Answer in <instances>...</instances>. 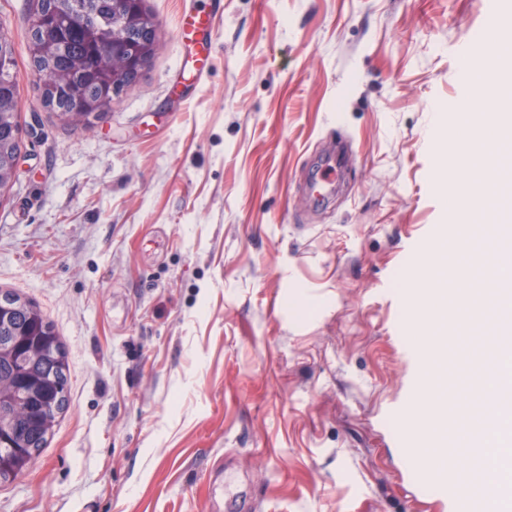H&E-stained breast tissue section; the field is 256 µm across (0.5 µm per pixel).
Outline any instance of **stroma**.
<instances>
[{"label":"stroma","mask_w":512,"mask_h":512,"mask_svg":"<svg viewBox=\"0 0 512 512\" xmlns=\"http://www.w3.org/2000/svg\"><path fill=\"white\" fill-rule=\"evenodd\" d=\"M159 47L72 129L0 0L21 158L0 289L67 352L68 405L0 512H453L396 453L407 283L452 230L465 44L512 0H145ZM218 12L210 67L176 31ZM345 180H306L337 136Z\"/></svg>","instance_id":"stroma-1"}]
</instances>
